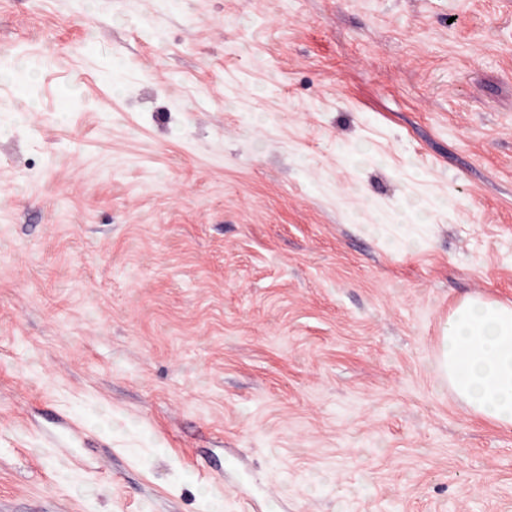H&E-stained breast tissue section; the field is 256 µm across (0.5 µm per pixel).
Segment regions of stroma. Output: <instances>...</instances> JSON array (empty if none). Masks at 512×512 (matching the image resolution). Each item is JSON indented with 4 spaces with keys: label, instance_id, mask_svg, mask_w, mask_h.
<instances>
[{
    "label": "stroma",
    "instance_id": "35a3bbf8",
    "mask_svg": "<svg viewBox=\"0 0 512 512\" xmlns=\"http://www.w3.org/2000/svg\"><path fill=\"white\" fill-rule=\"evenodd\" d=\"M0 512H512L433 364L512 303V0H0Z\"/></svg>",
    "mask_w": 512,
    "mask_h": 512
}]
</instances>
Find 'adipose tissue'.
Instances as JSON below:
<instances>
[{
  "label": "adipose tissue",
  "instance_id": "1",
  "mask_svg": "<svg viewBox=\"0 0 512 512\" xmlns=\"http://www.w3.org/2000/svg\"><path fill=\"white\" fill-rule=\"evenodd\" d=\"M434 371L473 415L512 427V304L461 301L444 325Z\"/></svg>",
  "mask_w": 512,
  "mask_h": 512
}]
</instances>
